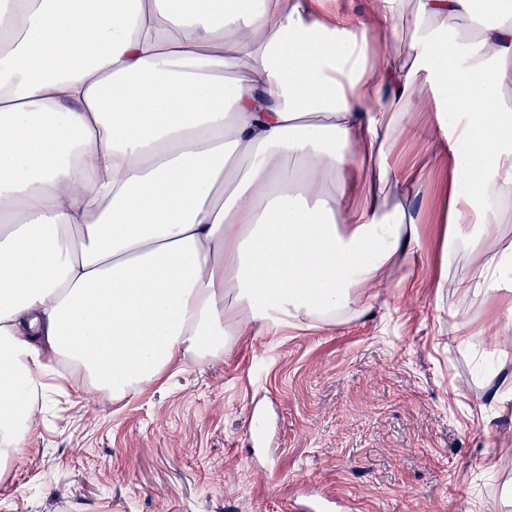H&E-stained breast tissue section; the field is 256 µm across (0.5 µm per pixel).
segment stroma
Instances as JSON below:
<instances>
[{
	"instance_id": "1",
	"label": "stroma",
	"mask_w": 512,
	"mask_h": 512,
	"mask_svg": "<svg viewBox=\"0 0 512 512\" xmlns=\"http://www.w3.org/2000/svg\"><path fill=\"white\" fill-rule=\"evenodd\" d=\"M434 112L420 93L400 143L422 183L418 246L369 311L239 337L126 403L47 392L0 512H296L306 483L351 512H512V346L492 339L512 336V288L482 300L441 284L471 280L479 258L441 262ZM253 402L268 428L251 443Z\"/></svg>"
}]
</instances>
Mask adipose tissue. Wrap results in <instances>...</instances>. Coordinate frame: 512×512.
Segmentation results:
<instances>
[{
	"mask_svg": "<svg viewBox=\"0 0 512 512\" xmlns=\"http://www.w3.org/2000/svg\"><path fill=\"white\" fill-rule=\"evenodd\" d=\"M369 2L0 0V474L49 381L119 402L245 329L365 311L418 244L391 150L422 88L444 256L497 236L512 0ZM511 282L512 241L481 251L474 295Z\"/></svg>",
	"mask_w": 512,
	"mask_h": 512,
	"instance_id": "adipose-tissue-1",
	"label": "adipose tissue"
}]
</instances>
